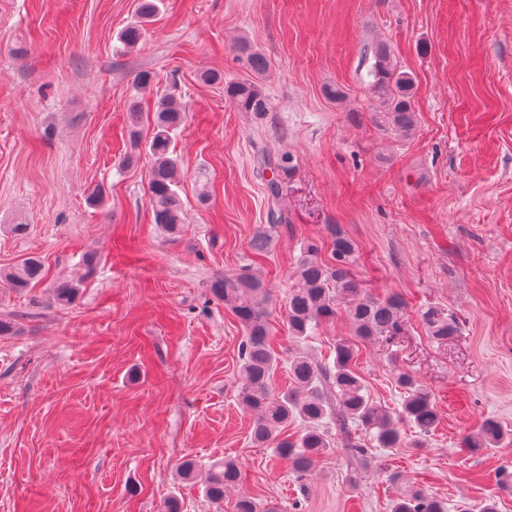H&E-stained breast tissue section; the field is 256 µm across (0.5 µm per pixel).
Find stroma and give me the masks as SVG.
<instances>
[{"instance_id": "obj_1", "label": "stroma", "mask_w": 512, "mask_h": 512, "mask_svg": "<svg viewBox=\"0 0 512 512\" xmlns=\"http://www.w3.org/2000/svg\"><path fill=\"white\" fill-rule=\"evenodd\" d=\"M137 0H0V269L40 257L43 280L0 286V512H389L401 490L448 504L489 501L512 512V442L468 453L484 419L512 432V0H163L136 48L117 53ZM266 56L270 112L260 123L224 98L245 76L232 48ZM390 44L414 76L416 132L372 123L374 43ZM221 75L207 83L203 72ZM149 73L152 89L136 78ZM340 86L343 100L325 90ZM178 87L185 114L173 134L184 191L180 237L152 222L151 158L133 148L128 103ZM287 152L280 206L288 222L266 255L250 247L266 224L257 151ZM206 188V201L197 191ZM100 190L103 200L89 196ZM26 225L25 234L12 225ZM340 231L357 249L363 288L406 302L393 346L358 345L370 396L397 407V371L435 398L440 419L401 447L366 431L337 435L335 452L300 478L251 440L238 402L243 329L211 297L215 277L251 273L270 290L273 386L291 382L285 319L304 241ZM100 258L85 276L82 258ZM73 280L71 304L50 287ZM462 321L447 343L420 312ZM344 311L303 349L329 360L350 338ZM354 438L356 453L344 445ZM186 458H230L242 480L223 504L180 482Z\"/></svg>"}]
</instances>
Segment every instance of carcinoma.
<instances>
[{
    "label": "carcinoma",
    "mask_w": 512,
    "mask_h": 512,
    "mask_svg": "<svg viewBox=\"0 0 512 512\" xmlns=\"http://www.w3.org/2000/svg\"><path fill=\"white\" fill-rule=\"evenodd\" d=\"M159 3L160 0H137V20L119 35L124 49L133 48L142 40L146 25L158 12ZM234 49L246 57L252 76L224 83V97L238 111L247 112L261 122L270 109L262 83L267 70L266 57L245 38L238 40ZM369 75L372 80L368 83V93L374 103V124L399 138L412 135L418 127L412 74L402 69L386 44L378 43L372 48ZM128 112L133 143L145 141L146 151L152 158L148 198L154 224L163 233L176 236L183 226L182 184L179 161L171 151V134L181 124L185 108L174 91L157 97L154 125L147 134L140 128V101L131 100ZM257 163L271 173L267 180L270 223L258 228L250 241L251 249L262 256L269 250L272 232L288 222L278 201L282 183L288 179L292 165L286 154L273 157L264 152L257 154ZM321 250L322 244L318 241L303 244L296 267V284L288 291L286 319L293 342L306 341L318 324L336 316L341 305L347 310L358 339L393 340L402 329L405 301L398 295L376 298L360 288L353 274L357 250L343 234L333 233L329 260H322ZM43 277V265L35 257L25 259L12 269L0 270V282L16 291L26 290ZM76 292V286L68 280H60L52 287L53 300L60 305L70 303ZM209 292L233 310L245 331L239 368L243 384L238 401L253 417L252 441L258 445H275L278 456L288 461L299 475H308L320 457L334 451L335 441L330 434L333 422L346 435V446L358 453L364 452V448L348 435L346 424L349 422L374 432L382 448H396L404 441L402 426L405 424L421 435L428 434L437 424L439 410L435 398L407 373L396 376V385L403 390L398 406L386 407L374 401L357 369L356 345L348 340L338 341L331 364L317 363L301 353L291 356L288 369L292 385L283 391H273L271 380L280 357L270 344V327L264 309L269 289L258 277L242 273L213 279ZM421 320L438 343L448 341V337L460 330L458 319L438 306L422 310ZM293 420L302 425L294 439L284 431ZM504 436L499 422L488 418L477 432L463 437L461 446L474 453L497 446ZM240 478L237 461H216L205 473V495L219 505L224 501L227 487L237 484ZM390 512H447V508L437 497L412 490L392 501Z\"/></svg>",
    "instance_id": "cac0c4a2"
}]
</instances>
